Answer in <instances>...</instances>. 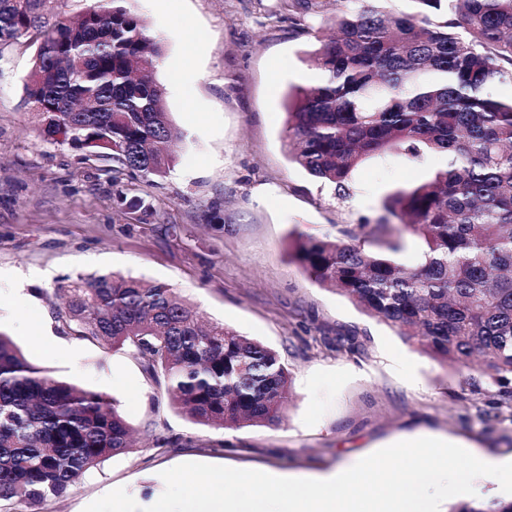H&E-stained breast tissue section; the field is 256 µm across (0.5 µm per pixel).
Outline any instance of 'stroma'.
Instances as JSON below:
<instances>
[{"label": "stroma", "instance_id": "stroma-1", "mask_svg": "<svg viewBox=\"0 0 512 512\" xmlns=\"http://www.w3.org/2000/svg\"><path fill=\"white\" fill-rule=\"evenodd\" d=\"M316 3L126 0L161 48L155 76L178 135L169 173L152 180L44 141L23 103L39 42L0 45V294L22 286L34 298L0 309V332L52 376L113 398L135 439L34 512H84L118 487L144 507L163 493L162 471L186 462L321 471L421 431L512 453V417L476 416L498 385L415 350L288 256L294 234L379 223L390 193L444 164L389 153L361 164L342 198L289 159L287 95L314 78L311 55L337 10L364 0ZM33 271L42 279L29 280ZM104 273L164 282L207 319L276 350L290 371L281 420L195 423L131 354L69 337L60 288ZM37 326L57 349L45 350Z\"/></svg>", "mask_w": 512, "mask_h": 512}]
</instances>
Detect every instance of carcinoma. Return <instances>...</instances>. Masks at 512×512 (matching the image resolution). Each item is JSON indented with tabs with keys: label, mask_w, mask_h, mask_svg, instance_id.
Returning <instances> with one entry per match:
<instances>
[{
	"label": "carcinoma",
	"mask_w": 512,
	"mask_h": 512,
	"mask_svg": "<svg viewBox=\"0 0 512 512\" xmlns=\"http://www.w3.org/2000/svg\"><path fill=\"white\" fill-rule=\"evenodd\" d=\"M48 0H0V42H41L24 100L46 141L105 153L145 178L165 176L177 134L155 77L159 45L125 0L76 18L47 17ZM389 17L371 7L333 18L313 56L314 83L287 112L291 159L345 195L365 160L396 152L446 164L390 194L396 224H360L342 237L298 236L289 256L442 365L496 383L512 377V0H414ZM462 28L463 38L455 32ZM422 261L390 254L405 235ZM69 335L125 350L163 382L183 413L237 428L280 420L290 372L278 352L204 319L168 285L100 274L63 289ZM130 426L107 394L49 375L0 333V502L59 497L90 469L130 449ZM450 512H512V501ZM424 243L417 237L406 236L404 247L391 255V258L400 266L412 267L421 261Z\"/></svg>",
	"instance_id": "cac0c4a2"
}]
</instances>
